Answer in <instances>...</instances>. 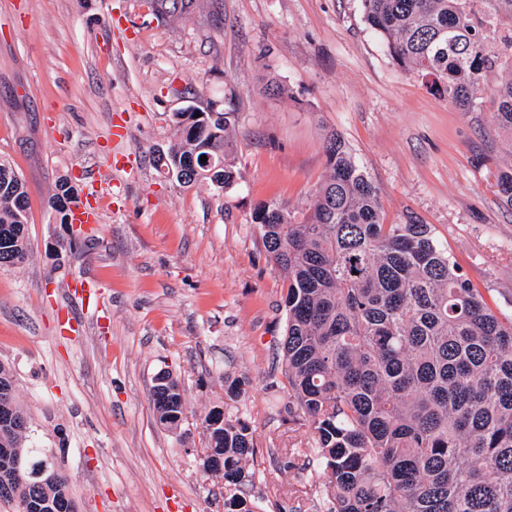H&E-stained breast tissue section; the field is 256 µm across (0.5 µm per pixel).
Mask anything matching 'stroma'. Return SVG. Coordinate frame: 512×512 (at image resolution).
I'll list each match as a JSON object with an SVG mask.
<instances>
[{
  "instance_id": "stroma-1",
  "label": "stroma",
  "mask_w": 512,
  "mask_h": 512,
  "mask_svg": "<svg viewBox=\"0 0 512 512\" xmlns=\"http://www.w3.org/2000/svg\"><path fill=\"white\" fill-rule=\"evenodd\" d=\"M511 76L485 72L475 108L448 102L396 64L361 0H192L162 16L154 0H0V158L26 183L30 243L0 270V363L80 512H224L223 477L198 463L215 406L251 427L266 474L256 512H326L276 357L288 281L255 209L302 216L337 133L386 223L431 225L511 314L512 210L497 179L512 134L493 124ZM189 107L235 114L229 188L156 167ZM63 175L100 204L70 250L48 207ZM80 278L96 281L102 311L73 293ZM163 369L185 399L174 433L151 401ZM228 376L244 382L234 400Z\"/></svg>"
}]
</instances>
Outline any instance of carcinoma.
<instances>
[{
    "label": "carcinoma",
    "instance_id": "1",
    "mask_svg": "<svg viewBox=\"0 0 512 512\" xmlns=\"http://www.w3.org/2000/svg\"><path fill=\"white\" fill-rule=\"evenodd\" d=\"M486 0H361L364 19L392 58L437 95L464 107L483 74L501 65L488 49ZM494 121L512 132V79L495 90ZM174 114L179 137L168 159L206 156L182 184L234 178V113ZM327 173L307 212L264 204L255 216L272 260L288 277L282 375L288 415L308 423V461L324 474L328 512H512V314L502 312L435 239L431 225L385 223L377 186L337 134L327 138ZM61 178L49 207L61 224L70 192ZM512 209V168L500 172ZM28 191L0 160V269L28 256ZM159 424L179 428V381L156 374ZM216 409L204 417L207 448L224 469V512H254L244 488L263 475L249 427ZM29 420L12 372L0 364V500L30 499L56 512L66 477L36 483L13 476L16 461L51 476L28 444Z\"/></svg>",
    "mask_w": 512,
    "mask_h": 512
}]
</instances>
